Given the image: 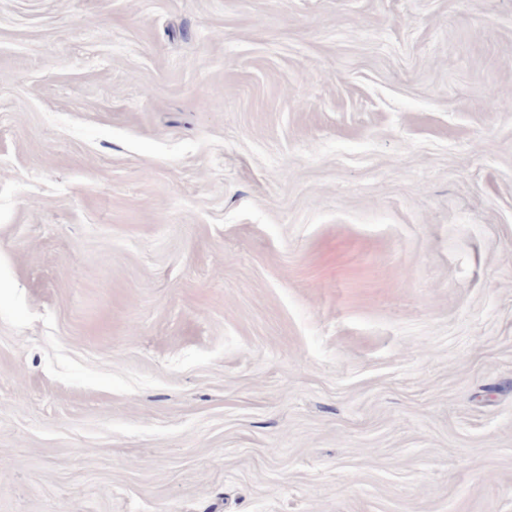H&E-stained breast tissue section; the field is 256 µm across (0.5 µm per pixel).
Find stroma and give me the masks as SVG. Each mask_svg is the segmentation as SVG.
I'll return each instance as SVG.
<instances>
[{
  "mask_svg": "<svg viewBox=\"0 0 512 512\" xmlns=\"http://www.w3.org/2000/svg\"><path fill=\"white\" fill-rule=\"evenodd\" d=\"M512 0H0V512H512Z\"/></svg>",
  "mask_w": 512,
  "mask_h": 512,
  "instance_id": "obj_1",
  "label": "stroma"
}]
</instances>
